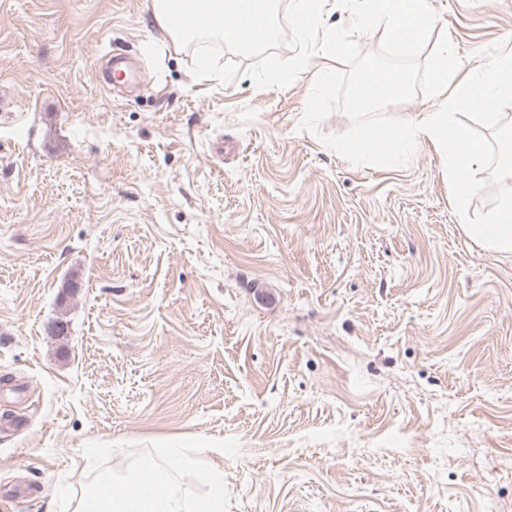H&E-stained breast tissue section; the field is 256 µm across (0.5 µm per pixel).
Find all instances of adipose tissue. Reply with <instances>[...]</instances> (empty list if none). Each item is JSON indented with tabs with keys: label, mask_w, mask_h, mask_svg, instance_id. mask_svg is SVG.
Wrapping results in <instances>:
<instances>
[{
	"label": "adipose tissue",
	"mask_w": 512,
	"mask_h": 512,
	"mask_svg": "<svg viewBox=\"0 0 512 512\" xmlns=\"http://www.w3.org/2000/svg\"><path fill=\"white\" fill-rule=\"evenodd\" d=\"M438 55L442 62L435 103L431 111L422 113L417 119L400 122L397 126L403 148H411L422 141H432L448 159V177L455 185V201L465 207L476 192V183L460 178L461 169L468 163L458 143L454 124L456 111L472 103L475 92L484 97L503 99L504 76L512 72V54L498 56L481 63L474 78L455 81L450 66L453 50L448 43H441ZM465 236L480 243L490 253L512 252V193L500 201L496 216L490 224H465L461 227ZM209 491L200 500H193L189 489L172 486L155 502L146 504L122 497L108 501V512H189L197 506L199 512H224V476L216 473L207 478Z\"/></svg>",
	"instance_id": "1"
}]
</instances>
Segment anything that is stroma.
I'll list each match as a JSON object with an SVG mask.
<instances>
[{
  "label": "stroma",
  "instance_id": "stroma-1",
  "mask_svg": "<svg viewBox=\"0 0 512 512\" xmlns=\"http://www.w3.org/2000/svg\"><path fill=\"white\" fill-rule=\"evenodd\" d=\"M464 79L512 0H430ZM120 53L134 86L108 90ZM151 0H0V512L125 493L156 447L224 512H512L503 138L477 107L459 209L431 142L357 166L311 87L192 81ZM512 193L501 198L496 216L490 225L464 224L465 236L480 243L488 253L512 252ZM208 494L197 500L195 505L202 512L224 511V474L216 473L207 477Z\"/></svg>",
  "mask_w": 512,
  "mask_h": 512
}]
</instances>
